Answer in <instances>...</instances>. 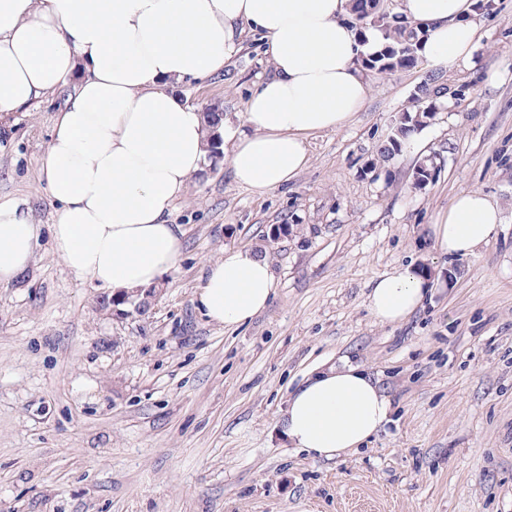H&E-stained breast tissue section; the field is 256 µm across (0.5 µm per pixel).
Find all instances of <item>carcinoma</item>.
<instances>
[{
	"instance_id": "1",
	"label": "carcinoma",
	"mask_w": 512,
	"mask_h": 512,
	"mask_svg": "<svg viewBox=\"0 0 512 512\" xmlns=\"http://www.w3.org/2000/svg\"><path fill=\"white\" fill-rule=\"evenodd\" d=\"M351 23L359 30L376 27L383 33L381 48L362 60V66L372 76L387 75L409 68L417 62V51L425 37V30L405 17L387 15L377 10L370 0H349ZM447 94V88L430 79L415 91L410 109L400 113L387 143L381 146L380 157L387 160L399 154L407 145L410 134L426 125L434 117L436 103ZM439 166L437 156L427 155L416 163L412 185L422 189L436 178Z\"/></svg>"
}]
</instances>
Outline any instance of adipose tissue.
Returning a JSON list of instances; mask_svg holds the SVG:
<instances>
[{
    "mask_svg": "<svg viewBox=\"0 0 512 512\" xmlns=\"http://www.w3.org/2000/svg\"><path fill=\"white\" fill-rule=\"evenodd\" d=\"M471 0H403L427 36L435 65L467 61L479 29ZM349 0H0V118L24 111L76 79L39 162L55 208L56 254L113 296L159 283L179 260L175 201L201 170L212 139L200 108L176 87L222 71L248 24L261 33L272 75L252 94L242 124L224 121L234 180L266 194L305 168L306 140L341 130L363 105L360 62L380 49L377 29L355 32ZM501 215L484 193L454 197L430 227L437 249L475 255ZM40 228L18 203L0 201V286L32 261ZM276 282L267 259L229 249L210 264L197 305L238 327L264 311ZM422 275L404 269L374 281L368 307L380 322L421 305ZM391 400L363 366L321 367L290 394L283 434L291 447L333 459L357 452L389 422Z\"/></svg>",
    "mask_w": 512,
    "mask_h": 512,
    "instance_id": "obj_1",
    "label": "adipose tissue"
}]
</instances>
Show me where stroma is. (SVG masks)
Listing matches in <instances>:
<instances>
[{
    "instance_id": "35a3bbf8",
    "label": "stroma",
    "mask_w": 512,
    "mask_h": 512,
    "mask_svg": "<svg viewBox=\"0 0 512 512\" xmlns=\"http://www.w3.org/2000/svg\"><path fill=\"white\" fill-rule=\"evenodd\" d=\"M467 64L368 78L340 131L307 141L308 163L273 192L235 183L226 156L191 176L171 215L184 250L143 314L54 253L55 208L39 158L64 95L0 122V200L40 224L28 269L0 288V512H512V0L476 12ZM222 72L178 85L241 121L270 76L244 31ZM466 86L439 102L414 145L379 163L395 118L429 76ZM439 154L433 183L412 171ZM479 190L502 222L476 255L437 252L426 231ZM296 233L272 238L275 224ZM229 248L269 260V307L227 329L196 304ZM424 270L422 305L383 324L379 276ZM376 374L390 420L358 452L314 459L280 430L292 392L341 358Z\"/></svg>"
}]
</instances>
